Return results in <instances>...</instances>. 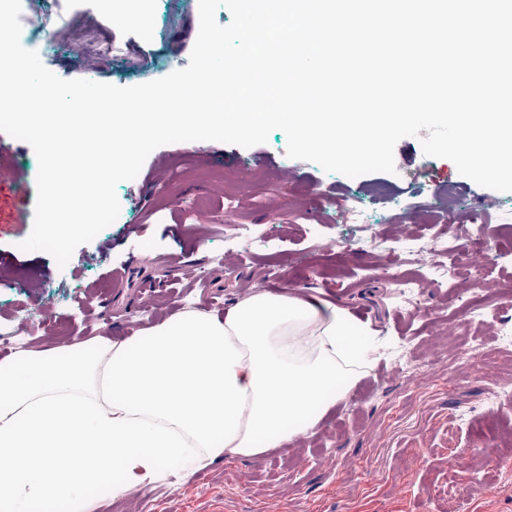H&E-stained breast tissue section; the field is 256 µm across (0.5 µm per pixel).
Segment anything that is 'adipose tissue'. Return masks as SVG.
<instances>
[{"label":"adipose tissue","instance_id":"adipose-tissue-1","mask_svg":"<svg viewBox=\"0 0 512 512\" xmlns=\"http://www.w3.org/2000/svg\"><path fill=\"white\" fill-rule=\"evenodd\" d=\"M367 351L347 309L285 290L255 291L221 318L177 313L136 341L18 351L0 365V512L288 448L314 434Z\"/></svg>","mask_w":512,"mask_h":512}]
</instances>
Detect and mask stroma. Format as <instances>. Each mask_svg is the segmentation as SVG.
Wrapping results in <instances>:
<instances>
[{"mask_svg": "<svg viewBox=\"0 0 512 512\" xmlns=\"http://www.w3.org/2000/svg\"><path fill=\"white\" fill-rule=\"evenodd\" d=\"M30 29L47 40L42 63L64 79L129 87L186 67L175 37L198 21L189 0H154L129 20L100 0H27ZM80 28L79 43L69 40ZM23 190L0 187V334L26 317L43 329L16 344L52 354L60 338L102 330L120 341L167 321L188 302L221 315L249 295L257 272L280 287L316 293L348 308L371 336L343 398L328 407L315 436L288 451L219 457L186 480L168 476L121 497L87 491L88 512H512V447L499 426H512V350L499 347L495 321L512 317V192L461 176L445 158L424 154L418 138L401 139L395 173L357 178L289 158L287 136L273 130L249 148L193 141L158 147L138 176L117 187L120 213L66 266L20 244L32 230L18 219L34 209L38 161L25 141L10 139ZM294 172L283 180L281 170ZM450 185L460 223L480 228L495 265L491 282L457 280L493 315L477 323L456 311L455 286L431 287L434 269L394 251L407 236L428 241L448 217L435 205ZM388 187L393 200L375 198ZM180 198L171 207V198ZM492 199L484 210V199ZM358 205L359 223H343ZM425 284V302L407 309L385 268ZM482 337L478 357L460 370L446 359L466 335ZM504 387L485 405L486 387ZM468 488L465 499L457 488Z\"/></svg>", "mask_w": 512, "mask_h": 512, "instance_id": "stroma-1", "label": "stroma"}]
</instances>
